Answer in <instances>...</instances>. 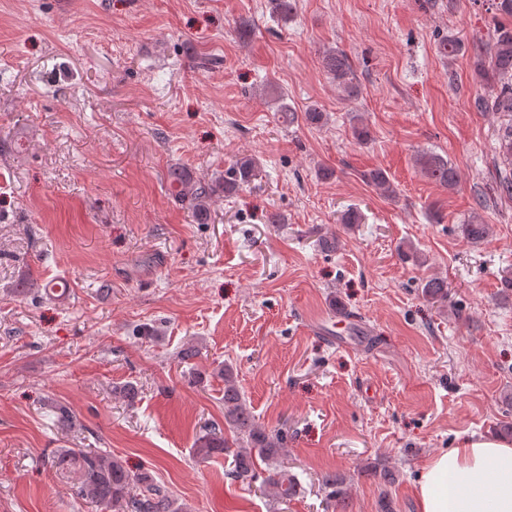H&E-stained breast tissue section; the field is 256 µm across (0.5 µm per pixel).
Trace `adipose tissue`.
Instances as JSON below:
<instances>
[{
    "label": "adipose tissue",
    "instance_id": "1",
    "mask_svg": "<svg viewBox=\"0 0 512 512\" xmlns=\"http://www.w3.org/2000/svg\"><path fill=\"white\" fill-rule=\"evenodd\" d=\"M417 500L419 512H512V444L481 435L437 453Z\"/></svg>",
    "mask_w": 512,
    "mask_h": 512
}]
</instances>
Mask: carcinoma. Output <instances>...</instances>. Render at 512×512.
<instances>
[{"mask_svg": "<svg viewBox=\"0 0 512 512\" xmlns=\"http://www.w3.org/2000/svg\"><path fill=\"white\" fill-rule=\"evenodd\" d=\"M438 52L450 58L463 51V42L450 35L439 41ZM324 69L336 86L347 97L355 98L360 93L353 65L347 54L331 50L323 56ZM478 71L497 86L496 92L478 100L477 107L484 112H505L512 116V26L500 24L494 32L487 62L478 63ZM278 101V115L282 122L292 125L302 119L314 125L321 122L323 112L311 108L298 116L277 91H272ZM422 173L431 181L451 189L459 179L458 172L444 157L433 153H422L417 159ZM258 176L254 158L243 156L224 171V194L233 195L252 183ZM365 181L381 194L389 197L394 187L386 171L373 169L363 174ZM174 194L180 201L188 202L196 211L203 212L207 200L214 192L213 185L191 176H178L173 183ZM488 225L474 216L463 225L464 234L473 241L483 239ZM422 294L433 302L448 300L447 282L440 278H429L422 285ZM224 378V426L211 427L198 436L194 443V455L205 462L232 450L233 479L251 483L257 479L256 459L272 461L278 451L287 445L282 432L259 425L252 415L246 400L235 385L232 368L221 369ZM51 463L61 469L77 468L80 482L78 498L99 506L104 512H185V507L173 499L168 491L158 484L150 472H134L110 454L87 448H63L52 456ZM262 486L280 502L288 501L296 493L297 482L288 471L280 468L267 470Z\"/></svg>", "mask_w": 512, "mask_h": 512, "instance_id": "obj_1", "label": "carcinoma"}]
</instances>
